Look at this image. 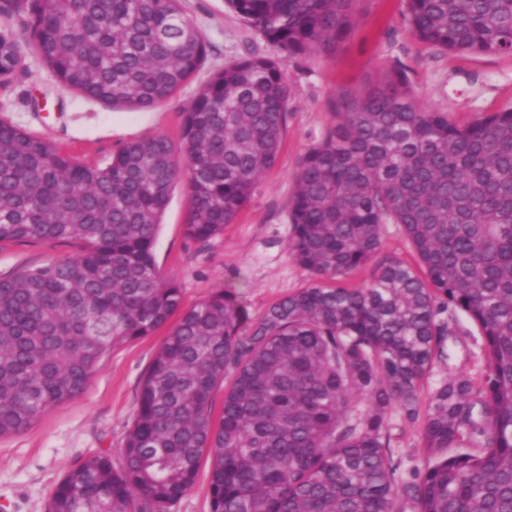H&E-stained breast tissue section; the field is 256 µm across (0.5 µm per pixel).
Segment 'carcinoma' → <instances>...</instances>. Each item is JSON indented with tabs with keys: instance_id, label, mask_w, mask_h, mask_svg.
Returning <instances> with one entry per match:
<instances>
[{
	"instance_id": "carcinoma-1",
	"label": "carcinoma",
	"mask_w": 512,
	"mask_h": 512,
	"mask_svg": "<svg viewBox=\"0 0 512 512\" xmlns=\"http://www.w3.org/2000/svg\"><path fill=\"white\" fill-rule=\"evenodd\" d=\"M273 45L233 60L183 113L178 163L147 135L104 166L0 122V241L76 251L0 278V436L80 395L111 350L180 318L154 356L120 448L84 459L51 512H171L210 460V512H512V107L458 124L399 72L340 90L335 125L301 157L291 257L312 282L245 318L233 294L182 310L155 239L176 187L187 237L205 242L247 207L276 164L288 59L334 56L355 0H225ZM408 32L452 53L512 55V0H403ZM0 84L25 50L62 87L130 111L155 108L198 70L207 44L180 0H0ZM399 224L418 259L378 263L360 288L333 284L374 260ZM480 333L479 383L450 376L420 406L419 383L448 358L456 312ZM220 419L212 393L226 375ZM423 417L425 467L400 476L394 410ZM465 442L472 451L447 454Z\"/></svg>"
}]
</instances>
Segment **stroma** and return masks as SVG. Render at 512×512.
<instances>
[{
	"label": "stroma",
	"instance_id": "1",
	"mask_svg": "<svg viewBox=\"0 0 512 512\" xmlns=\"http://www.w3.org/2000/svg\"><path fill=\"white\" fill-rule=\"evenodd\" d=\"M181 7L208 51L195 77L162 105L127 111L76 95L59 86L29 53L12 80L0 85V120L91 166L105 164L127 143L150 134L165 135L180 146L183 114L215 71L237 58L276 53L225 0H181ZM354 10L353 28L336 56L309 53L285 66L288 119L279 155L235 223L204 243L187 238L186 193L181 187L174 190L155 254L163 273L179 284L183 309L224 288L236 293L249 317L257 318L272 302L308 283V272L288 252V211L298 162L333 125L330 102L338 90H363L399 69L417 99L454 122L512 107V55L426 48L408 33L402 0H357ZM73 251L61 241L0 242V277ZM168 332L164 326L114 348L81 395L51 407L28 430L0 437V512H50L52 491L68 470L90 455L122 448L137 412L140 380ZM478 336L473 324L463 322L461 334L449 342L448 359L421 383V403H428L448 375H481ZM387 431L403 469L424 467L421 421L396 410Z\"/></svg>",
	"mask_w": 512,
	"mask_h": 512
}]
</instances>
